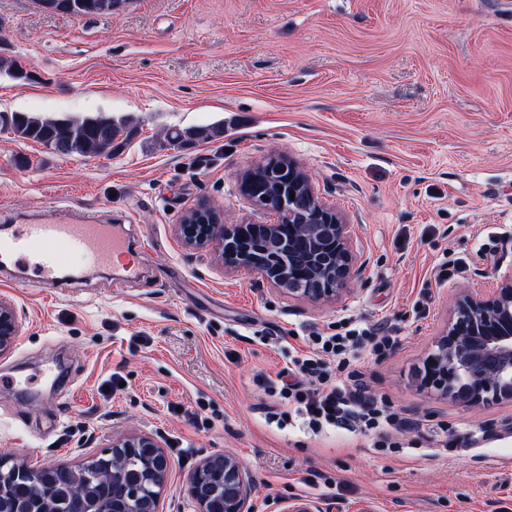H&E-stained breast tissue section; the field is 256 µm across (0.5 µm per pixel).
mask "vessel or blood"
I'll use <instances>...</instances> for the list:
<instances>
[{
    "label": "vessel or blood",
    "instance_id": "obj_1",
    "mask_svg": "<svg viewBox=\"0 0 512 512\" xmlns=\"http://www.w3.org/2000/svg\"><path fill=\"white\" fill-rule=\"evenodd\" d=\"M125 246L120 226L53 209L30 223L11 226L0 237V257L28 268L26 284L54 288L69 256L88 251L95 264L105 265Z\"/></svg>",
    "mask_w": 512,
    "mask_h": 512
}]
</instances>
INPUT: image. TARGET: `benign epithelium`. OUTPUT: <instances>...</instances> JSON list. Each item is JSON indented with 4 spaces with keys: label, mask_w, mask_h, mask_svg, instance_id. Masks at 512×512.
<instances>
[{
    "label": "benign epithelium",
    "mask_w": 512,
    "mask_h": 512,
    "mask_svg": "<svg viewBox=\"0 0 512 512\" xmlns=\"http://www.w3.org/2000/svg\"><path fill=\"white\" fill-rule=\"evenodd\" d=\"M267 209L278 214L274 224L178 225L185 245L212 250L224 264L256 273L270 283L311 301L335 298L354 273L355 254L347 225L329 209L319 212L322 224H305L293 213H285L273 199H265ZM288 227L291 244L265 258L242 246L247 233H277ZM21 319L15 308L0 300V353L19 335ZM420 385L468 406L476 407L503 399L512 400V270L502 287L490 294L463 290L457 296L448 325L435 349L422 362ZM137 454L147 463L148 473L167 477L169 464L157 441L146 434L119 438L105 451L107 455ZM223 468L224 500L210 502L208 487L196 475L189 479L187 494L196 512H250L249 501L255 487L237 460L220 455L202 463L197 471ZM145 484L138 483L116 499L120 512H138Z\"/></svg>",
    "instance_id": "benign-epithelium-1"
}]
</instances>
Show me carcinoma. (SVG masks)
<instances>
[{"label": "carcinoma", "instance_id": "cac0c4a2", "mask_svg": "<svg viewBox=\"0 0 512 512\" xmlns=\"http://www.w3.org/2000/svg\"><path fill=\"white\" fill-rule=\"evenodd\" d=\"M48 9L73 17L87 18L111 14L127 0H40ZM0 130L21 142H35L59 155L110 156L127 144L134 132L122 122L102 116L41 118L25 112L0 111ZM224 128L197 127L174 131L165 145L186 142H210L220 139ZM265 193L281 197L285 204L306 216L315 214L306 186L288 181V171L271 166V160L249 172ZM295 199H290V194ZM9 463L0 470V512H76L80 493H98L105 486L147 478L145 463L127 456L118 461L93 456L76 468L34 467L22 457L8 455Z\"/></svg>", "mask_w": 512, "mask_h": 512}]
</instances>
